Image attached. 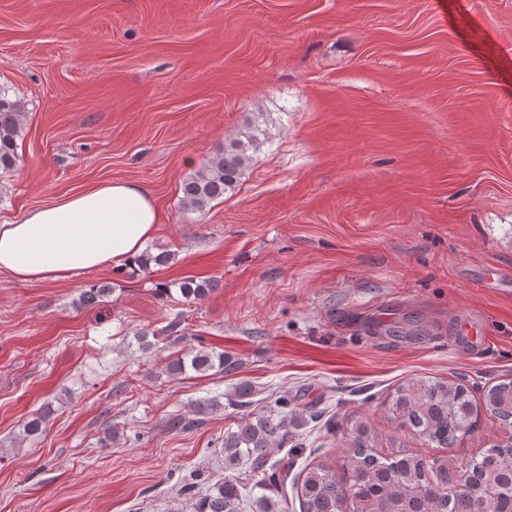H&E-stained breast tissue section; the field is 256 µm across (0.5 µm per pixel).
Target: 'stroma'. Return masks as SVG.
Returning <instances> with one entry per match:
<instances>
[{
    "label": "stroma",
    "mask_w": 512,
    "mask_h": 512,
    "mask_svg": "<svg viewBox=\"0 0 512 512\" xmlns=\"http://www.w3.org/2000/svg\"><path fill=\"white\" fill-rule=\"evenodd\" d=\"M0 89L25 104L0 224L128 181L163 214L146 251L173 255L0 273V512H193L183 481L249 492L259 476L225 468L224 434L281 395L299 424L270 496L288 512L302 469L342 472L357 420L380 456L450 473L501 439L485 413L436 448L389 405L413 376L477 400L512 380V0H0ZM253 122L266 140L242 182L184 210L183 178ZM186 276L215 289L159 292ZM94 284L109 297L79 306ZM197 346L237 371L166 373ZM198 279V277H186L174 283L178 286L180 295L185 302L203 300L213 290V280Z\"/></svg>",
    "instance_id": "35a3bbf8"
}]
</instances>
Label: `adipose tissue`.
Returning a JSON list of instances; mask_svg holds the SVG:
<instances>
[{"label":"adipose tissue","mask_w":512,"mask_h":512,"mask_svg":"<svg viewBox=\"0 0 512 512\" xmlns=\"http://www.w3.org/2000/svg\"><path fill=\"white\" fill-rule=\"evenodd\" d=\"M162 215L137 184L106 181L0 224V273L20 282L65 281L140 255Z\"/></svg>","instance_id":"1"}]
</instances>
